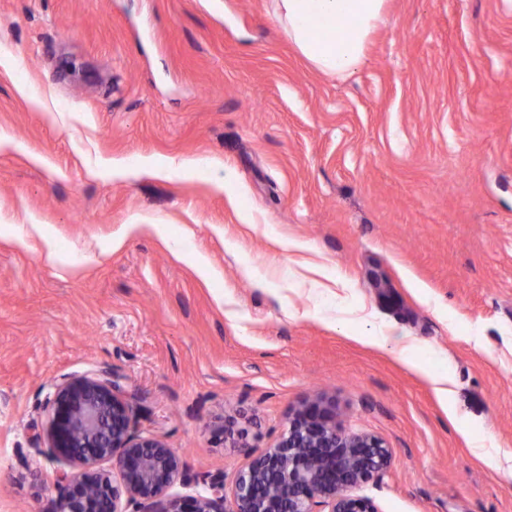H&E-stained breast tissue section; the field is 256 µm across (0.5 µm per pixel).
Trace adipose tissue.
Here are the masks:
<instances>
[{"instance_id":"obj_1","label":"adipose tissue","mask_w":512,"mask_h":512,"mask_svg":"<svg viewBox=\"0 0 512 512\" xmlns=\"http://www.w3.org/2000/svg\"><path fill=\"white\" fill-rule=\"evenodd\" d=\"M385 0H275L276 15L298 52L319 71L344 78L365 62L368 38Z\"/></svg>"}]
</instances>
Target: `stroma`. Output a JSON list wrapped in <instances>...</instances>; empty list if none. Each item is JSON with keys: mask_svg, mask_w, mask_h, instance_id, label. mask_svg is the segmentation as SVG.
Returning a JSON list of instances; mask_svg holds the SVG:
<instances>
[{"mask_svg": "<svg viewBox=\"0 0 512 512\" xmlns=\"http://www.w3.org/2000/svg\"><path fill=\"white\" fill-rule=\"evenodd\" d=\"M2 135L0 512H49L48 397L102 366L191 474L325 391L379 512H512V0H386L344 81L274 0H0ZM373 342L380 347L392 346L400 355L404 356L406 360H411L409 353L414 349L413 341L407 336H393L392 332L381 331L378 335L372 336Z\"/></svg>", "mask_w": 512, "mask_h": 512, "instance_id": "obj_1", "label": "stroma"}]
</instances>
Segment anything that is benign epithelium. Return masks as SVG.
Wrapping results in <instances>:
<instances>
[{"label": "benign epithelium", "instance_id": "obj_1", "mask_svg": "<svg viewBox=\"0 0 512 512\" xmlns=\"http://www.w3.org/2000/svg\"><path fill=\"white\" fill-rule=\"evenodd\" d=\"M47 446L35 452L65 465L51 512H379L355 490L390 470L394 450L377 436L347 431L336 401L318 394L288 411L278 438L247 455L231 485L203 478L205 491L162 439L133 430V409L109 367L53 385ZM112 463L105 468L103 464Z\"/></svg>", "mask_w": 512, "mask_h": 512}]
</instances>
